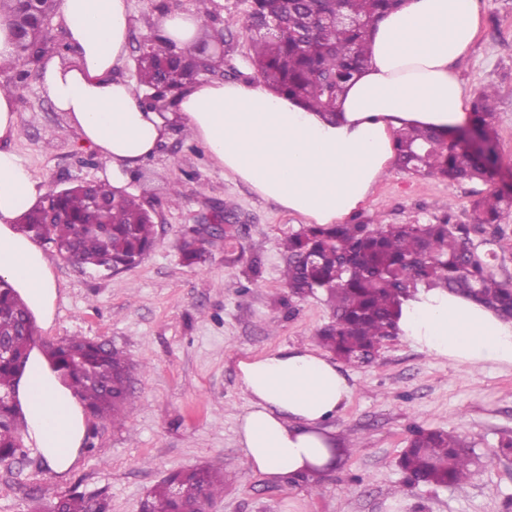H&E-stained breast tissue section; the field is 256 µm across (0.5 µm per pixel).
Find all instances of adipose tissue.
Instances as JSON below:
<instances>
[{"mask_svg": "<svg viewBox=\"0 0 512 512\" xmlns=\"http://www.w3.org/2000/svg\"><path fill=\"white\" fill-rule=\"evenodd\" d=\"M482 16L481 0H406L379 19L371 55L333 122L259 83L201 81L183 88L171 111L142 107L136 83L116 74L127 54L128 0H61L69 54L44 62L41 84L56 111L102 156L115 187H127L181 127L263 198L313 223L333 224L361 207L384 176L393 131H445L468 122L456 65ZM202 28L194 12L159 22L160 35L179 48L192 46ZM17 123L13 93L0 91V277L46 326L57 284L44 253L16 224L47 189L10 147ZM398 328L429 356L474 369L512 366V321L473 298L419 289L404 303ZM239 370L249 406L237 435L248 469L281 484L331 469L336 436L328 422L355 392L342 367L313 347L288 346L240 361ZM15 402L29 442L52 471L67 474L86 434L84 405L39 350H31L17 380Z\"/></svg>", "mask_w": 512, "mask_h": 512, "instance_id": "adipose-tissue-1", "label": "adipose tissue"}]
</instances>
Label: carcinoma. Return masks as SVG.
I'll return each instance as SVG.
<instances>
[{"instance_id": "obj_1", "label": "carcinoma", "mask_w": 512, "mask_h": 512, "mask_svg": "<svg viewBox=\"0 0 512 512\" xmlns=\"http://www.w3.org/2000/svg\"><path fill=\"white\" fill-rule=\"evenodd\" d=\"M403 0H252L246 23L252 36L251 60L264 85L300 100L315 112L333 114L345 86L365 65L370 52V26L399 8ZM280 32L270 35L272 22ZM49 42L45 31L18 46V58L38 59ZM138 82L145 91L176 96L197 78L191 51L148 39L137 59ZM495 110L492 91L476 97L473 129L490 132L487 119ZM458 131L439 133L409 127L395 137L394 162L402 170L432 176L453 185L492 176L494 150L472 154L457 139ZM512 210V184L493 189L473 207V223L453 224H310L285 240L282 276L296 295L322 292L335 320L317 333L318 343L353 363L372 360L383 339L397 333L402 300L418 286H440L476 298L501 317L512 319V285L493 272L497 254L474 244L479 226H495ZM56 220L46 223L48 212ZM20 229L50 244L67 262L117 274L137 264L154 247L156 224L141 198L118 194L107 182L80 181L49 190L27 212ZM214 244L186 239L183 262L199 265ZM25 303L0 277V461L25 455L18 434L21 419L14 399L15 383L24 370L34 337ZM87 411L118 421L132 402L129 387L134 363L124 352L104 343L72 337L46 347ZM472 459L464 441L441 430L413 434L401 469L419 485L454 486L471 475ZM194 489L211 503L224 494V478L209 466L177 470L145 498L143 512H181L173 488ZM48 507L59 512H106L105 500L69 495Z\"/></svg>"}]
</instances>
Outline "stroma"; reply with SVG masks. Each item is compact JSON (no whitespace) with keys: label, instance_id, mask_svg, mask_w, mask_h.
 Masks as SVG:
<instances>
[{"label":"stroma","instance_id":"obj_1","mask_svg":"<svg viewBox=\"0 0 512 512\" xmlns=\"http://www.w3.org/2000/svg\"><path fill=\"white\" fill-rule=\"evenodd\" d=\"M132 25L121 76L136 79L144 37L161 16L195 10L196 0H129ZM250 0H215L203 31L224 35V80L249 83ZM456 72L467 98L494 88L490 119L500 160L496 179L448 185L389 165L351 221L429 224L451 213L471 221L475 200L497 179L512 181V0H488L480 33ZM18 127L11 147L44 186L99 181L105 163L44 95L39 73L15 90ZM178 204L167 201L172 184ZM155 212L157 242L142 262L98 275L48 251L58 285L54 320L36 328L45 348L73 336L105 341L139 363L134 405L120 423L87 417L80 459L56 477L34 446L0 463V512H31L75 492L105 498L109 512H139L145 495L170 471L208 465L224 472V495L210 512H512V456L496 455L512 437V366L470 369L418 351L403 337L383 341L368 364H344L352 399L332 418L339 441L335 469L307 482L275 485L248 471L237 421L249 405L238 364L284 346H313L333 319L323 294L298 296L282 279L281 243L306 222L212 161L207 148L174 130L131 181ZM234 206L240 235L210 247L203 268L182 263L179 245L212 204ZM493 238L497 279L512 284V211ZM459 435L473 453L462 490L408 485L399 466L415 428Z\"/></svg>","mask_w":512,"mask_h":512}]
</instances>
